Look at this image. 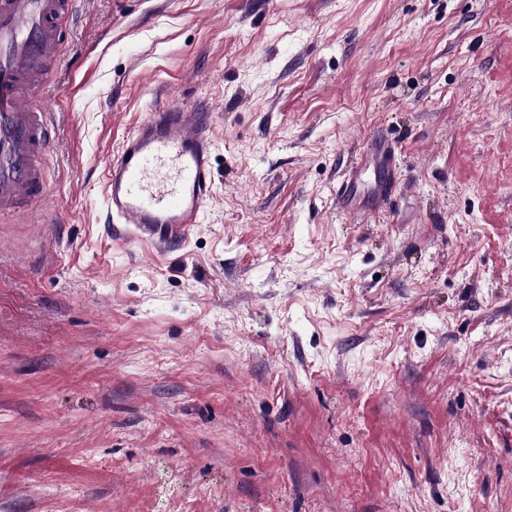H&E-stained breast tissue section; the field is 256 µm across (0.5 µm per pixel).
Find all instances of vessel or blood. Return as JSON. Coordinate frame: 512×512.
Wrapping results in <instances>:
<instances>
[{
	"label": "vessel or blood",
	"instance_id": "b4317fda",
	"mask_svg": "<svg viewBox=\"0 0 512 512\" xmlns=\"http://www.w3.org/2000/svg\"><path fill=\"white\" fill-rule=\"evenodd\" d=\"M75 0H0V217L31 214L46 190L54 114L38 88L60 58ZM209 113L171 105L147 112L105 163L112 235L168 250L198 224L214 187Z\"/></svg>",
	"mask_w": 512,
	"mask_h": 512
}]
</instances>
